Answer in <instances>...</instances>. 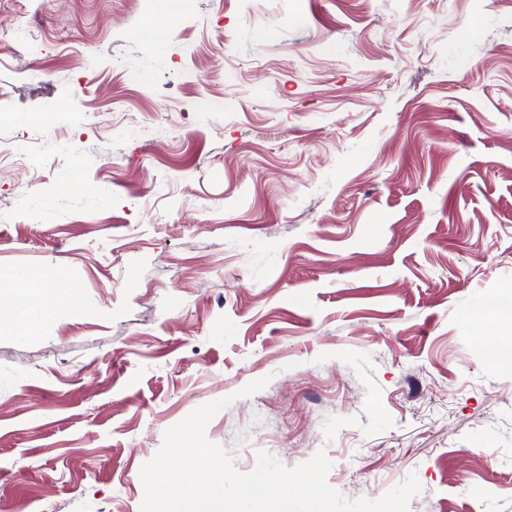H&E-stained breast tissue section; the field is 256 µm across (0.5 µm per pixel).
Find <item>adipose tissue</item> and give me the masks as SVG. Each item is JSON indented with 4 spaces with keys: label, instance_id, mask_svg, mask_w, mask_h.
Segmentation results:
<instances>
[{
    "label": "adipose tissue",
    "instance_id": "ef3b65f1",
    "mask_svg": "<svg viewBox=\"0 0 512 512\" xmlns=\"http://www.w3.org/2000/svg\"><path fill=\"white\" fill-rule=\"evenodd\" d=\"M78 305L77 294L59 291L55 282L33 279L23 271L0 278V311L8 312L18 331L45 325L56 314Z\"/></svg>",
    "mask_w": 512,
    "mask_h": 512
}]
</instances>
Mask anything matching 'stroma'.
Wrapping results in <instances>:
<instances>
[{
  "label": "stroma",
  "mask_w": 512,
  "mask_h": 512,
  "mask_svg": "<svg viewBox=\"0 0 512 512\" xmlns=\"http://www.w3.org/2000/svg\"><path fill=\"white\" fill-rule=\"evenodd\" d=\"M0 512H140L195 408L408 512H512V0H0ZM226 101L197 112L198 98ZM58 288L57 282L35 280L24 271H16L0 278V311L6 310L12 325L25 333L79 306L74 291L61 292Z\"/></svg>",
  "instance_id": "stroma-1"
}]
</instances>
